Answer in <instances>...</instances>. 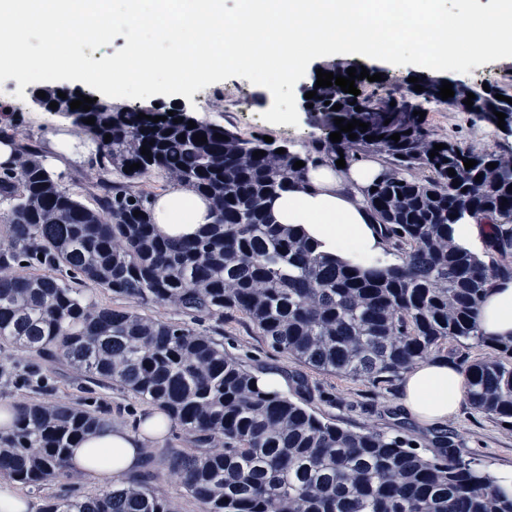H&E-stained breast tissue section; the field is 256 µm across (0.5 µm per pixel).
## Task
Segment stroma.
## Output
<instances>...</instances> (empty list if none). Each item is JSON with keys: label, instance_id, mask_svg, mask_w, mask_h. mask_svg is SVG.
Returning a JSON list of instances; mask_svg holds the SVG:
<instances>
[{"label": "stroma", "instance_id": "stroma-1", "mask_svg": "<svg viewBox=\"0 0 512 512\" xmlns=\"http://www.w3.org/2000/svg\"><path fill=\"white\" fill-rule=\"evenodd\" d=\"M360 64L379 75L377 81L361 85V95L365 98L404 92L410 78L421 73L420 68L414 65L395 66L371 58L361 59ZM17 88L18 83L12 78L0 84V134L20 146L28 143L37 145L43 158H51L48 135L62 124L63 118L39 109L31 96L17 98ZM415 103L419 110L424 111V120L434 137L450 138L474 151L512 159V135L499 131L474 114L449 110L447 105L439 102L419 97ZM271 104L272 96L267 89L240 77L212 84L196 92L189 100L183 98L175 103L170 97L158 95L140 102L141 107L156 106L163 111L177 106L198 120L224 125L248 138L268 136L276 143L299 151L323 137V128L305 111L299 112V124L295 127L264 121L262 114ZM98 173L95 161L82 158L70 163L65 172L56 174L55 179L91 207L95 204ZM221 341L225 351L252 372L278 369L289 381V398L307 404L327 420L355 429L369 428L406 436L414 440L424 453L432 450L437 437L445 436L463 460L473 462L492 474L512 470V429L472 405H464L458 416L445 425L419 422L398 404V378L370 383L311 369L268 348L249 321L237 313L225 318ZM0 361H8L15 366L11 380H0V400L5 402L35 399L75 401L82 398L111 416L116 424L130 423L143 406L142 400L119 386L89 379L84 373L66 365H40L36 355L18 351L7 344H0ZM35 364L41 367L43 385L37 392L25 380L28 367ZM299 377L308 380L309 391H302L296 385L295 380ZM190 449L191 444L185 435L174 429L163 444L146 451V468L153 474L151 489L174 501L179 512L202 510L200 503L187 494L169 472L170 457L187 453Z\"/></svg>", "mask_w": 512, "mask_h": 512}]
</instances>
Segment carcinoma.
Segmentation results:
<instances>
[{
    "label": "carcinoma",
    "mask_w": 512,
    "mask_h": 512,
    "mask_svg": "<svg viewBox=\"0 0 512 512\" xmlns=\"http://www.w3.org/2000/svg\"><path fill=\"white\" fill-rule=\"evenodd\" d=\"M42 90L46 97H34L41 107L71 119L97 143L104 196L100 209L85 206L28 146L14 167L0 172V203L8 205L0 212L1 344L118 385L165 412L195 445L169 467L202 512H512V496L497 492L495 478L460 459L447 439L427 455L400 437L328 421L259 388L255 374L209 331L196 328L207 321L222 325L225 314L240 313L271 349L316 370L369 382L398 375L450 340L490 344L505 359L469 366V398L512 428V340L493 342L476 322L491 277L512 275L506 261L512 254V169L499 166V157L433 137L413 115L414 90L371 100L313 82L308 90L317 94L307 103L323 128L338 131L336 117L369 127H355V139L344 132L339 142L326 136L303 153L283 154L218 123L198 121L190 129L191 117L177 111L171 117L101 99L88 111L73 110L70 103L80 94ZM60 91L66 98L57 96ZM497 94L509 91L481 90L472 108L458 110L511 111ZM378 103L387 111H370ZM335 104L341 109L332 110ZM140 113L166 120H139ZM88 117L95 123H84ZM395 133L397 142L390 139ZM196 134L207 142H195ZM146 139L153 142L148 157L141 154ZM440 143L447 148L434 150ZM259 150L266 154L254 157ZM372 152L386 157L388 173L374 183L378 190L367 192L368 202L401 263L350 266L317 253L292 227L267 222L266 201L302 181L308 166L340 158L349 166ZM467 159L477 164L467 170ZM297 161L305 166L294 168ZM133 163L141 167L125 172ZM416 168L429 172L426 181L411 178ZM154 171L206 196L214 222L183 241L157 235L148 208L152 193L137 185ZM114 172L121 181L108 178ZM466 213L497 218L484 257L450 236L449 225ZM78 282L126 305L101 304L74 287ZM150 307H173L189 321L138 312ZM110 426L112 419L100 411L69 402L19 403L11 429L0 431V479L34 490L60 482L68 477L71 449ZM41 512L177 508L144 484H122L93 496H50Z\"/></svg>",
    "instance_id": "obj_1"
}]
</instances>
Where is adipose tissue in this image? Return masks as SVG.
Here are the masks:
<instances>
[{"instance_id":"1","label":"adipose tissue","mask_w":512,"mask_h":512,"mask_svg":"<svg viewBox=\"0 0 512 512\" xmlns=\"http://www.w3.org/2000/svg\"><path fill=\"white\" fill-rule=\"evenodd\" d=\"M385 170L376 157L345 168H309L303 182L267 201V213L272 223L298 228L319 251L343 263L361 268L391 265L366 197ZM151 209L157 234L168 239L193 237L214 220L211 202L177 181L152 198ZM477 325L490 338L512 336V278L491 280ZM468 398L467 371L447 360L421 358L402 374L399 402L419 421L447 423ZM171 427L158 410L143 408L129 424L89 436L73 449L71 465L91 480L120 482L140 468L143 448L163 442Z\"/></svg>"}]
</instances>
